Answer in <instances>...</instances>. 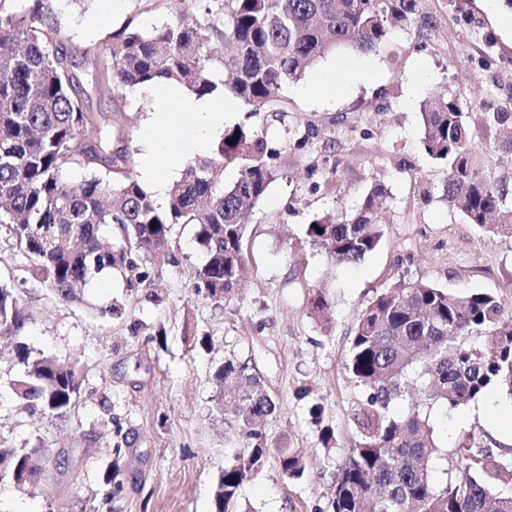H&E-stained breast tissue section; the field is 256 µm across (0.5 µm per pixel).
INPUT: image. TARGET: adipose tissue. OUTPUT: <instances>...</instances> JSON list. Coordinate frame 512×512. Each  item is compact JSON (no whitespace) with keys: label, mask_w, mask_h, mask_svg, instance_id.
<instances>
[{"label":"adipose tissue","mask_w":512,"mask_h":512,"mask_svg":"<svg viewBox=\"0 0 512 512\" xmlns=\"http://www.w3.org/2000/svg\"><path fill=\"white\" fill-rule=\"evenodd\" d=\"M239 110L235 99L196 97L184 90H166L159 95V107L148 113L144 127L147 148L142 177L157 202H165L168 180L156 163L159 152L173 157H190L205 151L208 139L223 128Z\"/></svg>","instance_id":"adipose-tissue-1"}]
</instances>
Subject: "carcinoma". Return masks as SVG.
<instances>
[{"mask_svg":"<svg viewBox=\"0 0 512 512\" xmlns=\"http://www.w3.org/2000/svg\"><path fill=\"white\" fill-rule=\"evenodd\" d=\"M422 0H221L218 15H180L143 32L124 28L93 65L91 82L112 92L114 118L84 107L85 88L59 51L63 33L45 0L15 10L0 2V224L30 259L31 272L62 302L80 300L87 281L101 273L139 270L171 246L179 224L195 229L205 255L196 288L216 303L232 294L247 273L244 242L248 207L273 180L278 149L242 125L224 129L210 154L184 166L166 205L135 178V150L121 114L127 87L166 81L198 97L232 93L250 112H288L282 92L333 51H370L394 29H409ZM223 44L221 53L212 38ZM224 78L216 79V70ZM425 152L446 168L444 198L469 223L489 235L512 237L508 186L476 162L469 113L456 97L431 99L421 112ZM484 123L512 148V112H486ZM238 170L226 185L224 168ZM81 168L79 181L68 172ZM386 190L371 186L346 218L315 217L311 245L338 263H353L384 236ZM115 228L112 243L104 229ZM311 315L331 326L322 294ZM25 318L21 295L0 286V335H16ZM22 366L13 394L29 407L62 418L80 397L79 368L18 343ZM346 369L362 388L351 409L355 441L334 480L332 512H512V458L477 441L456 449L454 476L438 484L434 460L442 455L424 410L465 405L490 388L512 400V312L492 293L458 296L424 281L402 277L380 291L352 329ZM224 381L217 408L240 426L246 444L224 465L213 492L212 512H236L247 482L271 451L261 430L275 404L249 361L228 359L216 371ZM407 402L402 416L392 407ZM43 442L30 448L0 447V480L31 484L48 459ZM283 475L306 470L293 448L277 449Z\"/></svg>","mask_w":512,"mask_h":512,"instance_id":"obj_1","label":"carcinoma"}]
</instances>
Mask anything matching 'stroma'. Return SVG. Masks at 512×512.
Masks as SVG:
<instances>
[{
    "label": "stroma",
    "mask_w": 512,
    "mask_h": 512,
    "mask_svg": "<svg viewBox=\"0 0 512 512\" xmlns=\"http://www.w3.org/2000/svg\"><path fill=\"white\" fill-rule=\"evenodd\" d=\"M66 38L72 71L85 78L99 49L125 26L162 27L200 13L199 0H47ZM512 18L506 0H424L407 30L394 31L367 53L323 58L302 77L315 84L336 74L331 94L302 96L286 87L288 127L239 112L236 123L268 134L279 150L276 173L255 205L244 244L249 272L242 287L217 303L195 290L205 257L188 226L175 227L171 258L133 273L94 277L83 299L46 295L8 230L0 231V284L18 289L27 316L17 339L0 337V447L43 441L53 457L26 487L0 481V512H211L227 458L243 447L237 426L219 413L215 373L224 360L250 361L275 403L263 432L271 448L237 512H331L334 476L355 432L350 410L362 390L345 368L351 330L376 292L400 276L423 279L466 296L488 292L512 307V238L481 233L442 196L445 170L422 146L421 112L432 96L469 104L476 147L496 145L494 176L512 187V149L497 146L484 113L512 112ZM124 123L143 155V121L157 99L143 87L126 91ZM388 197L379 246L356 263L338 264L306 235L318 215H351L371 184ZM324 292L334 311L323 330L311 302ZM119 304L113 317L105 309ZM78 362L81 395L66 417L28 408L12 394L21 371L14 342ZM321 403L323 443L309 408ZM429 423L443 447L433 476L452 473L453 451L466 438L512 454V402L495 390L459 407L435 405ZM123 488L108 496L115 427ZM298 449L304 478L280 469L276 448Z\"/></svg>",
    "instance_id": "1"
}]
</instances>
